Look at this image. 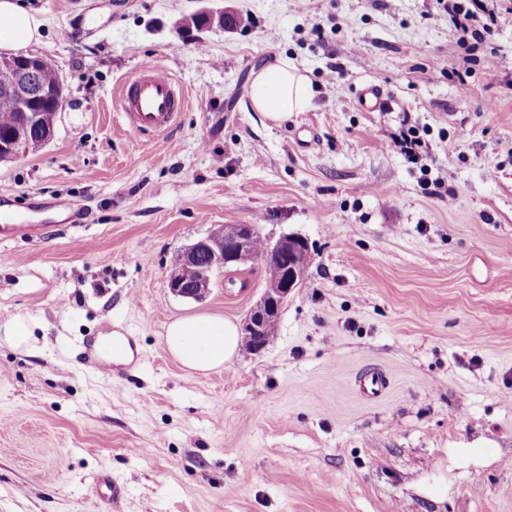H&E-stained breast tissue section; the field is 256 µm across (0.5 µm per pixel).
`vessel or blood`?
<instances>
[{
	"instance_id": "b4317fda",
	"label": "vessel or blood",
	"mask_w": 512,
	"mask_h": 512,
	"mask_svg": "<svg viewBox=\"0 0 512 512\" xmlns=\"http://www.w3.org/2000/svg\"><path fill=\"white\" fill-rule=\"evenodd\" d=\"M121 110L129 127L145 136H156L168 131L183 112L187 98L173 77L162 67L143 63L127 77L119 91ZM4 225L0 226V237L12 240H27L37 228L7 210L0 214Z\"/></svg>"
}]
</instances>
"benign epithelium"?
<instances>
[{"label": "benign epithelium", "mask_w": 512, "mask_h": 512, "mask_svg": "<svg viewBox=\"0 0 512 512\" xmlns=\"http://www.w3.org/2000/svg\"><path fill=\"white\" fill-rule=\"evenodd\" d=\"M47 63V59L36 55L27 65L17 67L11 59L0 58V94L14 100L19 115L14 129L0 141V161L18 157L34 134L47 143L54 137L56 113L46 112L38 104L61 99L64 88L50 89L40 83L38 70ZM256 231L255 224H224L184 247L176 256L168 288L177 297L200 300L208 293L217 272L256 260L266 268H280V275L266 281L261 296L242 322V337L252 342L251 351L258 353L268 343V325L278 320L290 293L301 286L310 252L304 238L289 234L274 242L266 241L265 250L256 253L251 247ZM188 266L200 270V277L190 288L184 287L182 279V270Z\"/></svg>", "instance_id": "7a95c632"}]
</instances>
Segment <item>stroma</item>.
I'll return each mask as SVG.
<instances>
[{"instance_id": "stroma-1", "label": "stroma", "mask_w": 512, "mask_h": 512, "mask_svg": "<svg viewBox=\"0 0 512 512\" xmlns=\"http://www.w3.org/2000/svg\"><path fill=\"white\" fill-rule=\"evenodd\" d=\"M28 2L27 52L65 100L48 145L0 162V197L72 201L84 225L0 241V321L37 342H0V512H100L106 473L120 512H512V0L482 39L435 0ZM219 10L238 25L187 24ZM279 57L312 98L275 124L250 91ZM145 61L187 96L150 138L118 105ZM408 129L429 170L393 146ZM221 224L301 236L311 260L261 353L195 373L167 324L242 322L266 284L249 262L170 293L176 254ZM109 337L129 354L88 371ZM32 332L25 321L19 317L0 322V342L12 346L30 347Z\"/></svg>"}]
</instances>
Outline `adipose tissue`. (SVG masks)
I'll return each instance as SVG.
<instances>
[{"instance_id":"adipose-tissue-1","label":"adipose tissue","mask_w":512,"mask_h":512,"mask_svg":"<svg viewBox=\"0 0 512 512\" xmlns=\"http://www.w3.org/2000/svg\"><path fill=\"white\" fill-rule=\"evenodd\" d=\"M0 20L9 27L0 32V50L16 51L41 39V22L22 0H0ZM310 102L307 77L288 60L280 59L256 73L251 104L271 122L304 111ZM164 341L170 354L187 370L207 373L235 356L240 335L237 325L223 316L195 314L170 322Z\"/></svg>"}]
</instances>
